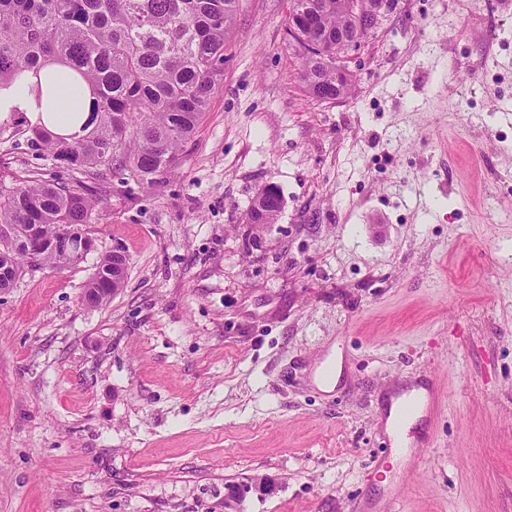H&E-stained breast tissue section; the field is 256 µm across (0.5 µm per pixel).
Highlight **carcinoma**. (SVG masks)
<instances>
[{"mask_svg":"<svg viewBox=\"0 0 512 512\" xmlns=\"http://www.w3.org/2000/svg\"><path fill=\"white\" fill-rule=\"evenodd\" d=\"M241 0H0V84L21 71L50 62L76 92L90 88L92 103L78 134L62 136L43 126L30 129L57 167L74 174L52 182L30 177L0 181V225L23 230L40 225L48 242L58 226L86 228L99 199L95 184L118 174L154 187L176 166L182 143L196 132L224 78L229 35ZM311 30L344 28L354 36L350 17L330 12L310 19ZM302 79L312 89L314 60L303 42ZM280 190L271 188L262 211L252 208L249 224H274ZM67 252L43 249L40 266H70ZM101 288L99 302L112 291V256L105 255L86 284Z\"/></svg>","mask_w":512,"mask_h":512,"instance_id":"cac0c4a2","label":"carcinoma"}]
</instances>
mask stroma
Instances as JSON below:
<instances>
[{"label":"stroma","instance_id":"stroma-1","mask_svg":"<svg viewBox=\"0 0 512 512\" xmlns=\"http://www.w3.org/2000/svg\"><path fill=\"white\" fill-rule=\"evenodd\" d=\"M289 12L242 0L175 171L107 177L97 251L0 291V512H224L262 474L240 512H512V0H393L335 101ZM30 127L0 120V180L62 177ZM269 185L277 222L247 223ZM420 380L414 467L379 412ZM128 262L119 250H112V254L105 255L97 264L95 272L86 284V288H112L108 291L101 289L99 304L108 302L119 288H122ZM439 407L440 396L437 388L433 384H428L426 388L411 394L407 400L408 411L419 412L422 421L426 423H430L432 416ZM275 488V479L271 477H261L254 481L250 479L243 484H232L225 488L224 511L238 512L242 500L248 494L264 496L271 493Z\"/></svg>","mask_w":512,"mask_h":512}]
</instances>
